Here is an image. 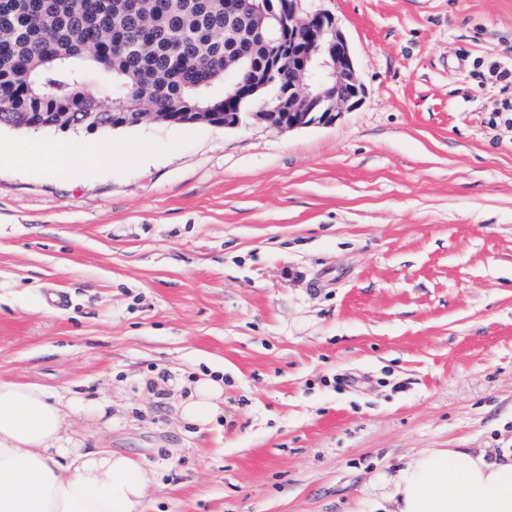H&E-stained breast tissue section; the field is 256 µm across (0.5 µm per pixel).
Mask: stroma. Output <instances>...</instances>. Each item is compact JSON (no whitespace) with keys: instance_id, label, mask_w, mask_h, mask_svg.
Masks as SVG:
<instances>
[{"instance_id":"35a3bbf8","label":"stroma","mask_w":512,"mask_h":512,"mask_svg":"<svg viewBox=\"0 0 512 512\" xmlns=\"http://www.w3.org/2000/svg\"><path fill=\"white\" fill-rule=\"evenodd\" d=\"M362 102L277 130L0 129V380L112 401L148 512H373L426 448H512V0H316ZM122 145L93 173L9 149ZM224 375V417H177Z\"/></svg>"}]
</instances>
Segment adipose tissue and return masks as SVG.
<instances>
[{
	"label": "adipose tissue",
	"mask_w": 512,
	"mask_h": 512,
	"mask_svg": "<svg viewBox=\"0 0 512 512\" xmlns=\"http://www.w3.org/2000/svg\"><path fill=\"white\" fill-rule=\"evenodd\" d=\"M28 156L52 173L94 169L102 154L67 142L31 143ZM178 406L205 426L224 412V380L198 372ZM112 422V402H86L30 383L0 381V512H146L151 473L136 458L82 448L68 419ZM383 512H512V451L428 448L376 481Z\"/></svg>",
	"instance_id": "adipose-tissue-1"
}]
</instances>
